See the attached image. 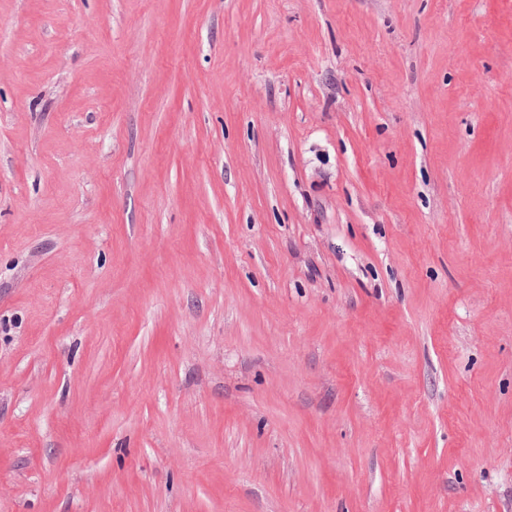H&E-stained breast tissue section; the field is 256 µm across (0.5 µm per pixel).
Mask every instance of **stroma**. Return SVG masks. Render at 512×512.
I'll return each mask as SVG.
<instances>
[{
	"mask_svg": "<svg viewBox=\"0 0 512 512\" xmlns=\"http://www.w3.org/2000/svg\"><path fill=\"white\" fill-rule=\"evenodd\" d=\"M0 512H512V0H0Z\"/></svg>",
	"mask_w": 512,
	"mask_h": 512,
	"instance_id": "obj_1",
	"label": "stroma"
}]
</instances>
